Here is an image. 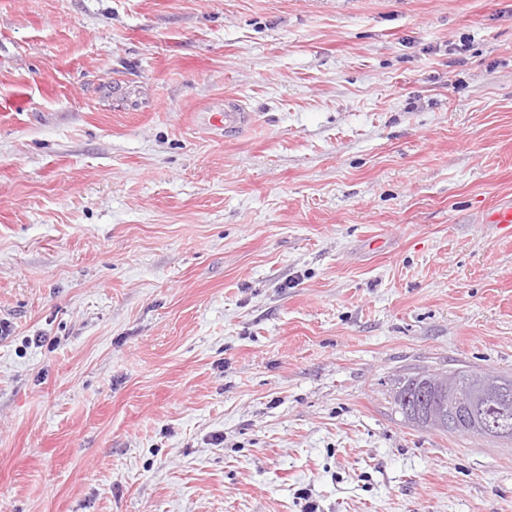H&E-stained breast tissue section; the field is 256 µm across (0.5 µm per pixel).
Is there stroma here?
<instances>
[{
    "instance_id": "1",
    "label": "stroma",
    "mask_w": 512,
    "mask_h": 512,
    "mask_svg": "<svg viewBox=\"0 0 512 512\" xmlns=\"http://www.w3.org/2000/svg\"><path fill=\"white\" fill-rule=\"evenodd\" d=\"M2 107L0 512H512L391 402L512 375V0H0ZM213 120L218 124H224V129L237 128L248 124L251 114L240 104H232L224 108V113L214 115ZM488 224H496L504 237H512V199L499 201L487 215Z\"/></svg>"
}]
</instances>
